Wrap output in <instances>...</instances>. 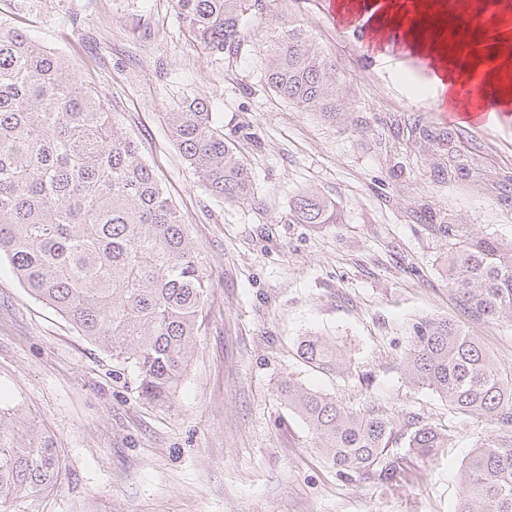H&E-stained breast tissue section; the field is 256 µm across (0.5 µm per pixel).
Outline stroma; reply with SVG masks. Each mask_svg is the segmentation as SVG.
I'll return each mask as SVG.
<instances>
[{
  "label": "stroma",
  "mask_w": 512,
  "mask_h": 512,
  "mask_svg": "<svg viewBox=\"0 0 512 512\" xmlns=\"http://www.w3.org/2000/svg\"><path fill=\"white\" fill-rule=\"evenodd\" d=\"M0 14L66 56L122 116L180 211L209 280L197 345L173 399L141 400L131 371L33 297L0 260V410L33 421L59 454L54 481L0 512H456L460 469L490 424L448 410L404 361L413 325L456 318L450 242L438 224L512 241V102L493 132L459 130L468 176L449 178L448 126L417 57L361 46L323 0H270L246 17L236 56L195 47L173 0H0ZM302 29L336 63V115L302 112L264 81L262 47ZM210 100L226 138L253 171L244 204L211 196L170 137L167 113ZM311 189L336 207L332 224H299L294 197ZM490 356L512 364V320L471 322ZM335 341L345 367L320 371L301 337ZM290 379L358 408L448 431L426 457L398 440L399 474L348 481L281 397Z\"/></svg>",
  "instance_id": "35a3bbf8"
}]
</instances>
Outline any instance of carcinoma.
<instances>
[{"mask_svg": "<svg viewBox=\"0 0 512 512\" xmlns=\"http://www.w3.org/2000/svg\"><path fill=\"white\" fill-rule=\"evenodd\" d=\"M174 4L196 47L230 56L244 45L243 17L268 8L267 0ZM265 56L275 95L302 112L336 111V63L311 51L303 31L272 35ZM168 121L183 159L212 195L232 204L250 199V171L208 100L184 102ZM453 142L448 137L450 177L468 163ZM293 211L300 224L336 223L335 206L310 189L297 195ZM0 257L35 298L131 370L144 400L171 401L207 296L194 242L138 143L120 131L119 113L64 55L1 16ZM448 287L463 312L512 319V244L485 236L453 243ZM298 352L319 368L341 367L336 344L325 338L306 337ZM405 370L453 413L492 425L461 469L457 512H512V369L455 321L428 319L413 327ZM282 393L327 461L349 479L393 477L401 457L392 444L403 429L420 454L448 447V434L417 418L402 428L375 405L349 409L290 380ZM58 464L52 442L35 425L10 424L0 414V505L39 491Z\"/></svg>", "mask_w": 512, "mask_h": 512, "instance_id": "carcinoma-1", "label": "carcinoma"}]
</instances>
